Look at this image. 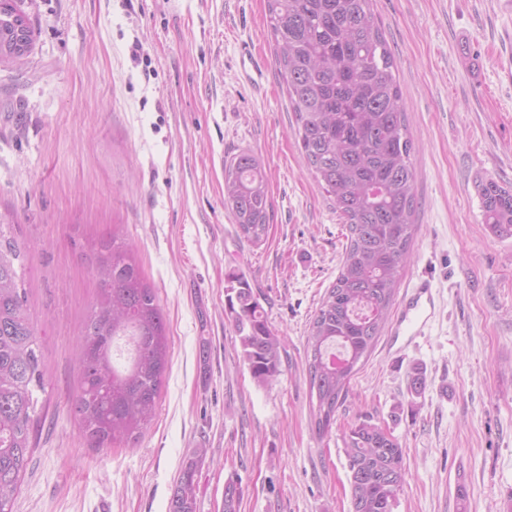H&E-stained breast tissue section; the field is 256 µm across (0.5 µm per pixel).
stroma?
Listing matches in <instances>:
<instances>
[{
	"instance_id": "35a3bbf8",
	"label": "stroma",
	"mask_w": 512,
	"mask_h": 512,
	"mask_svg": "<svg viewBox=\"0 0 512 512\" xmlns=\"http://www.w3.org/2000/svg\"><path fill=\"white\" fill-rule=\"evenodd\" d=\"M23 67L0 64V221L24 253L42 350L36 448L13 512H167L184 460L207 454L197 512H349L343 435L385 422L404 448L394 512H512V238L484 222L480 181L512 186V8L505 0H373L397 65L418 229L397 294L423 274L418 337L384 329L329 433L310 413L309 324L347 226L306 167L264 0H32ZM249 150L269 183L266 241L224 206V162ZM132 244L170 326L156 415L99 447L72 411L100 237ZM259 289L284 338L280 375L241 360L225 275ZM424 392H409L413 368ZM469 497L459 501L456 484Z\"/></svg>"
}]
</instances>
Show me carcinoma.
<instances>
[{
	"label": "carcinoma",
	"mask_w": 512,
	"mask_h": 512,
	"mask_svg": "<svg viewBox=\"0 0 512 512\" xmlns=\"http://www.w3.org/2000/svg\"><path fill=\"white\" fill-rule=\"evenodd\" d=\"M275 64L295 114L308 168L348 228L336 282L309 325L307 371L318 433L336 422L352 377L388 321L400 270L416 230L415 169L395 59L372 0H265ZM34 43L20 0H0V63L26 64ZM485 223L512 237V189L479 185ZM224 206L242 236L264 241L268 180L260 159L241 152L224 162ZM21 249L0 223V512H13L35 449L41 350L19 271ZM100 283L79 336L80 390L74 413L100 446L136 441L155 416L169 363V328L133 246L112 234L91 249ZM226 307L252 377L281 372L284 338L268 323L261 295L235 272ZM351 512H393L406 483L402 445L362 419L344 434ZM207 449L184 462L168 512H196V474ZM237 483L225 486L223 512H239Z\"/></svg>",
	"instance_id": "1"
}]
</instances>
